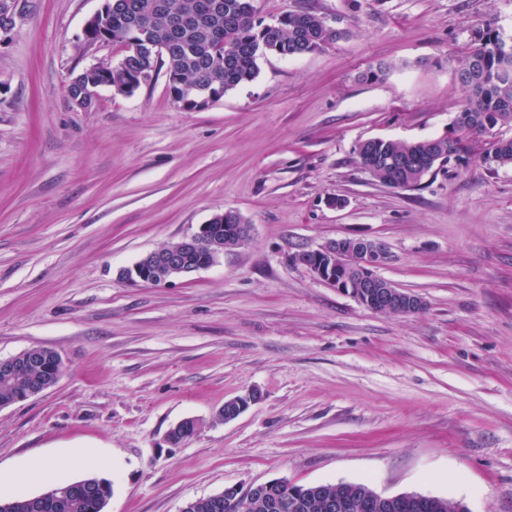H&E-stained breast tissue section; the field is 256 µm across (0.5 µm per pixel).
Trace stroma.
I'll list each match as a JSON object with an SVG mask.
<instances>
[{"label": "stroma", "mask_w": 512, "mask_h": 512, "mask_svg": "<svg viewBox=\"0 0 512 512\" xmlns=\"http://www.w3.org/2000/svg\"><path fill=\"white\" fill-rule=\"evenodd\" d=\"M17 3L0 32V359L46 346L64 369L0 409V474L91 449L112 457L105 512H181L272 479L512 512V165L451 162L403 189L357 152L445 134L472 29L512 36V0H256L268 20L312 8L342 36L266 58L198 112L161 71L73 107L72 75L120 57L85 40L104 0ZM227 210L250 238L219 263L126 277ZM345 237L386 242L379 275L424 310L372 312L291 259ZM188 418L199 433L171 445ZM257 399L256 393L249 392L224 402V406L217 412V419L225 422L236 419L249 405Z\"/></svg>", "instance_id": "stroma-1"}]
</instances>
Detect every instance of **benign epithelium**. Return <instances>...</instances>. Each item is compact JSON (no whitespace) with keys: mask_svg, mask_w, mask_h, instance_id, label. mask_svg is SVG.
<instances>
[{"mask_svg":"<svg viewBox=\"0 0 512 512\" xmlns=\"http://www.w3.org/2000/svg\"><path fill=\"white\" fill-rule=\"evenodd\" d=\"M248 238V225L226 224L224 214H217L208 223L200 225L192 235L144 254L126 271V277L154 285L188 278L218 263L225 251L244 245ZM388 259L390 252L384 242L365 238L328 239L315 248L302 249L292 256L295 263L305 267L316 278L350 295L361 305L369 307L376 304V313L410 316L421 312L424 302L420 297L397 288L378 275V267ZM341 266L352 271L351 278L345 283L336 280V269ZM256 399V393L249 392L224 402L217 412V419L225 422L236 419ZM198 432L199 423L186 419L169 430L168 440L178 445ZM279 484L281 480L273 479L246 491L228 487L212 495V499L217 504L223 502L233 507L261 490Z\"/></svg>","mask_w":512,"mask_h":512,"instance_id":"benign-epithelium-1","label":"benign epithelium"}]
</instances>
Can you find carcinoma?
Here are the masks:
<instances>
[{
  "label": "carcinoma",
  "mask_w": 512,
  "mask_h": 512,
  "mask_svg": "<svg viewBox=\"0 0 512 512\" xmlns=\"http://www.w3.org/2000/svg\"><path fill=\"white\" fill-rule=\"evenodd\" d=\"M204 0H109V11L98 13L85 30L94 44L108 40L122 48V58L108 73L93 67L81 70L70 80L72 91L110 87L132 95L141 87L146 72L166 67L176 81L174 88L185 92L184 108H203L197 97L211 94L213 100L238 86L253 81L259 62L269 55L296 56L335 42L342 32L327 25L308 8L281 14L267 23L259 16L255 0H217L219 7L204 11ZM166 47L157 57L145 40ZM463 92L460 110L450 126L451 135L419 142L373 139L360 144L363 167L379 183L395 188H416L437 165L450 161L468 165L473 158L498 165L512 164V138L498 139L484 154L475 155L471 142L489 135L501 125L512 123V45H506L495 22L488 20L471 32V44L458 71ZM37 354L41 368L35 375L51 384L60 372L48 347H33L15 355V360ZM23 391L17 380L0 373V400L13 399ZM91 483L94 492L83 489L69 494L63 487H48L35 497L20 496L7 501V512H102L112 494L106 479L86 478L68 484ZM327 495L336 491H370L365 483L322 485ZM288 495V487L252 496L246 512H274L271 503ZM420 512H469L457 499L430 496Z\"/></svg>",
  "instance_id": "obj_1"
}]
</instances>
